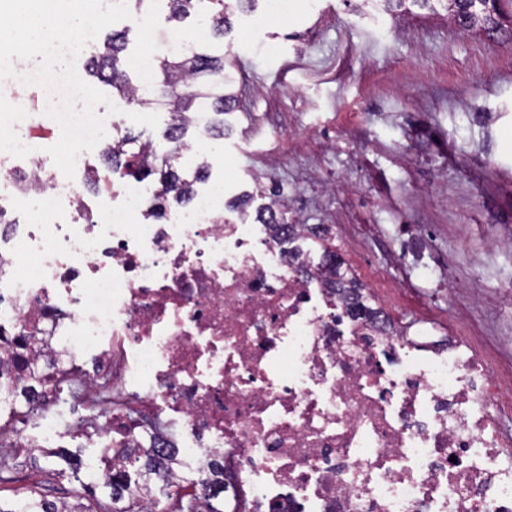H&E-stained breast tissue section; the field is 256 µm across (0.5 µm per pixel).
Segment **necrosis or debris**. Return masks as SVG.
Instances as JSON below:
<instances>
[{
    "label": "necrosis or debris",
    "mask_w": 512,
    "mask_h": 512,
    "mask_svg": "<svg viewBox=\"0 0 512 512\" xmlns=\"http://www.w3.org/2000/svg\"><path fill=\"white\" fill-rule=\"evenodd\" d=\"M6 84L0 447H53L55 427L26 430L65 395L97 451L86 479L126 497L140 453L172 457L183 494L193 462L224 512H512L478 359L350 316L308 252L223 205L225 182L168 207L100 146L67 180L46 92Z\"/></svg>",
    "instance_id": "1"
}]
</instances>
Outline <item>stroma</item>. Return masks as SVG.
Segmentation results:
<instances>
[{"instance_id": "obj_1", "label": "stroma", "mask_w": 512, "mask_h": 512, "mask_svg": "<svg viewBox=\"0 0 512 512\" xmlns=\"http://www.w3.org/2000/svg\"><path fill=\"white\" fill-rule=\"evenodd\" d=\"M158 56L173 34L209 43L205 15L161 8ZM238 95L229 135L186 138L193 166L229 178V203L277 184L292 216L321 224L345 268L400 328L455 337L496 381L512 456V39L451 26L415 0H268L235 13L222 40ZM223 156V167L213 164ZM68 461L27 457L0 500L31 485L68 498L94 457L73 431Z\"/></svg>"}]
</instances>
